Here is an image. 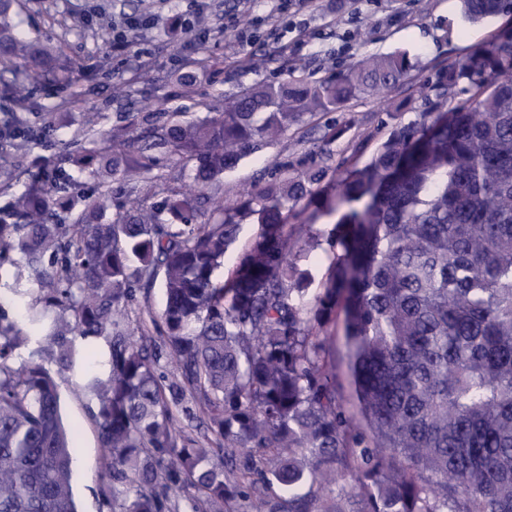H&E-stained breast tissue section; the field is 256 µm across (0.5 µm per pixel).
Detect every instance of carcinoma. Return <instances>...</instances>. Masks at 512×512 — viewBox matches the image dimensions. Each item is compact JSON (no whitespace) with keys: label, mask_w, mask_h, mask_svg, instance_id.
Masks as SVG:
<instances>
[{"label":"carcinoma","mask_w":512,"mask_h":512,"mask_svg":"<svg viewBox=\"0 0 512 512\" xmlns=\"http://www.w3.org/2000/svg\"><path fill=\"white\" fill-rule=\"evenodd\" d=\"M11 8L0 0V68L25 67L8 88L23 107L53 55L14 31ZM461 11L479 23L512 12V0H461ZM413 70L405 50L369 54L309 86L295 64L292 80L218 98L197 121L129 114L102 134L104 147L67 153L53 186L35 179L0 207V268H14L0 272V290L23 306L11 321L0 304V512H77L63 376L98 399L104 495L122 512H171L186 487L192 512L238 497L262 510L275 486L288 512H311L308 483L341 489L322 512H512V40L414 84L421 121L344 178L279 164L231 206L216 188L305 116L379 97ZM464 82L469 97L457 101ZM103 119L85 113L82 134ZM0 139V159L24 172V118ZM154 151L190 167L192 183L146 205L136 178L152 172ZM72 169L97 187L77 189ZM116 177L131 199L114 214L105 184ZM305 197L319 210L348 207L324 259L311 258L310 228L287 224ZM248 217L261 230L219 279ZM310 259L328 262L312 299ZM159 274L165 307L158 320L142 310L137 337L125 305ZM34 287L41 311L25 301ZM341 312L356 416L320 339ZM97 337L109 344L102 360ZM23 352L30 361L13 366ZM187 397L207 416L199 439L173 411Z\"/></svg>","instance_id":"carcinoma-1"}]
</instances>
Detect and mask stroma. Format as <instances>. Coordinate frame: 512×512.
I'll use <instances>...</instances> for the list:
<instances>
[{
	"instance_id": "35a3bbf8",
	"label": "stroma",
	"mask_w": 512,
	"mask_h": 512,
	"mask_svg": "<svg viewBox=\"0 0 512 512\" xmlns=\"http://www.w3.org/2000/svg\"><path fill=\"white\" fill-rule=\"evenodd\" d=\"M200 0H16L14 22L24 37L49 44L58 51L57 70L65 71L72 89L46 74L34 84L29 109L55 115L50 146L35 145L28 167L37 171L59 164L87 112L105 113L104 129H111L128 112H181L186 119L204 116L207 103L231 97L260 84L286 79L284 60L304 65V77L316 82L336 76L356 58L407 50L418 81L468 56L476 47L512 30V14L483 24L467 22L459 0H320L308 11L304 0L288 6L291 27L282 31V55L240 47L234 29L214 22L208 38L187 43L186 26L197 22ZM359 20H352V10ZM149 14L152 25L130 32L127 46H117L114 29L125 16ZM305 20L308 38L298 45V20ZM195 76L190 85L182 73ZM389 102L372 97L305 118L277 142L245 159L218 184L227 197L256 185L268 160L278 159L305 171L323 165L337 175L363 166L377 144L393 129L419 118L423 105L414 99L411 84L390 92ZM336 125L344 135L324 145L321 131ZM63 419L75 436L72 482L79 512H119V503H105L106 483L100 440L88 408L92 401L78 394L68 381L59 387Z\"/></svg>"
}]
</instances>
